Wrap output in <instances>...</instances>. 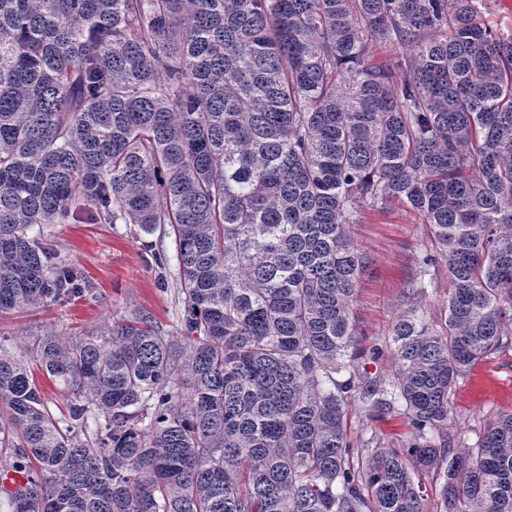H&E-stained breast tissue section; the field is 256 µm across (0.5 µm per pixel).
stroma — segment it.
<instances>
[{
	"label": "stroma",
	"instance_id": "obj_1",
	"mask_svg": "<svg viewBox=\"0 0 512 512\" xmlns=\"http://www.w3.org/2000/svg\"><path fill=\"white\" fill-rule=\"evenodd\" d=\"M37 233L51 241L61 258L81 269L89 289L71 300L19 312L0 313V350L20 356L47 333L84 337L105 323L135 313L152 316L169 336L180 333L184 310L173 236L159 227L144 234L135 224H43ZM354 237L369 259L353 306L362 332L356 364L361 373L389 378L395 371L389 331L396 316L417 306L436 317L448 300L447 271H440L425 295L412 283L428 242L429 230L399 204L386 212L362 210ZM512 411V347L477 363L452 395L447 437L475 441L477 432L498 414ZM347 432L354 453L367 442L381 448H406L416 436L404 416L368 407L348 408Z\"/></svg>",
	"mask_w": 512,
	"mask_h": 512
}]
</instances>
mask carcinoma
<instances>
[{
	"instance_id": "cac0c4a2",
	"label": "carcinoma",
	"mask_w": 512,
	"mask_h": 512,
	"mask_svg": "<svg viewBox=\"0 0 512 512\" xmlns=\"http://www.w3.org/2000/svg\"><path fill=\"white\" fill-rule=\"evenodd\" d=\"M476 2L0 0V312L83 290L35 224L166 225L184 294L177 339L145 314L46 335L58 416L0 352V460L29 474L7 512H423L431 469L444 512H512V412L428 440L512 344V38ZM394 203L429 226L420 288L441 264L451 288L372 379L351 225ZM351 403L423 443L353 458Z\"/></svg>"
}]
</instances>
